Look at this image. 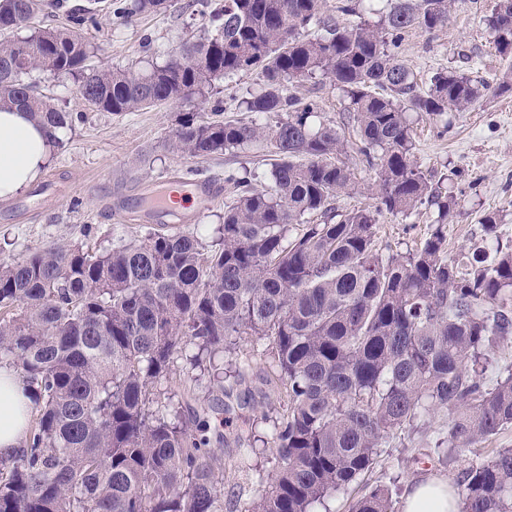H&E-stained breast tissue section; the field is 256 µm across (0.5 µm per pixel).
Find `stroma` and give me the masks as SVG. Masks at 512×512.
<instances>
[{
  "instance_id": "1",
  "label": "stroma",
  "mask_w": 512,
  "mask_h": 512,
  "mask_svg": "<svg viewBox=\"0 0 512 512\" xmlns=\"http://www.w3.org/2000/svg\"><path fill=\"white\" fill-rule=\"evenodd\" d=\"M192 0H174L167 10L140 17L133 23H117L110 5L95 23L82 27L80 35L95 66L143 71L163 63L181 43L204 34L202 17ZM496 0H457L447 25L432 31L412 29L396 55L398 63L421 77L452 69L481 81L483 97L468 111L450 112L446 122L426 117L415 121V160L425 176L438 180L451 170L462 171L456 189L457 205L448 218V255L457 258L480 249H512V54L500 53L488 28ZM28 82L51 97L59 110L70 113L56 145L42 167L41 179L54 180V194L31 195L22 189L13 197L0 199V256L20 258L31 248L47 243L80 246L91 251L127 244L150 233L177 228L199 238L205 249H213L223 222L224 203L215 201L201 215L182 208L176 215H151L138 208L139 186L178 177L184 180L223 179L225 172L243 168L255 171L259 184H266L271 169L266 148L252 147L220 156L177 155L167 142L184 112L209 116L212 99H193L185 106L161 105L138 112L115 115L82 103L70 75L35 70ZM353 189L337 203L353 209L376 204L373 177L360 164L355 152H348ZM127 209L125 221L110 215L116 207ZM498 210L502 221L494 233H485L481 218ZM437 210L422 206L410 216H384L380 220L383 243L398 250L415 246L429 231ZM251 356L244 381L234 387L236 395L254 393L249 407L237 410L231 421L223 456L224 512H242L258 490L256 471L271 469L274 453L260 444L266 433L263 413L278 406V395L257 396L267 373L268 359L253 354L249 342H241L238 353L224 357V373L232 375L238 356ZM162 396L181 405L184 425H193L192 413L220 406L224 393L207 370L192 369L180 359L169 379L158 387ZM448 432V414L443 410L426 413L409 437L390 439L382 448L372 471L362 476L350 492L328 499V512H347L352 497L362 495L371 485L391 486L405 496L417 480L435 474L457 484L465 465L449 456L436 441ZM257 445V454L241 458L239 444Z\"/></svg>"
}]
</instances>
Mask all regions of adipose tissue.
I'll return each instance as SVG.
<instances>
[{
  "instance_id": "obj_1",
  "label": "adipose tissue",
  "mask_w": 512,
  "mask_h": 512,
  "mask_svg": "<svg viewBox=\"0 0 512 512\" xmlns=\"http://www.w3.org/2000/svg\"><path fill=\"white\" fill-rule=\"evenodd\" d=\"M53 148L46 127L17 108L0 111V198L7 199L40 175ZM29 401L21 378L0 367V457L10 458L24 443ZM460 496L440 477H427L408 490L403 512H460Z\"/></svg>"
}]
</instances>
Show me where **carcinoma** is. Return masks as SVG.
Wrapping results in <instances>:
<instances>
[{
  "label": "carcinoma",
  "mask_w": 512,
  "mask_h": 512,
  "mask_svg": "<svg viewBox=\"0 0 512 512\" xmlns=\"http://www.w3.org/2000/svg\"><path fill=\"white\" fill-rule=\"evenodd\" d=\"M169 0H130L121 18L157 13ZM214 24L144 73L87 64L73 32L36 28L0 42V109L19 107L49 129L70 115L23 76L79 77L106 112L184 104L217 81L260 70L247 111L275 124L221 116L180 118L171 152L221 155L263 143L279 162L260 187L227 172L233 201L218 247L204 252L180 231L157 232L100 254L44 244L0 259V364L19 372L33 414L23 447L0 463V512H224L225 466L211 427L168 420L157 384L188 346L224 374V350L248 336L265 345V384L284 393L267 431L274 465L244 512H315L376 463L394 433L425 412L448 411V453L458 456L512 426V373L490 387V353L512 336V250L489 258L447 254L456 199L415 161L410 113L463 112L484 85L453 70L424 82L396 61L410 29L448 23L455 0H387L374 24L341 15L375 0H200ZM41 0H0V30L29 28ZM512 51V0L488 18ZM317 74L343 93L342 125L321 120L312 95L286 83ZM351 131L374 173L378 204L342 209L352 185L342 161ZM438 220L419 247L380 241L385 214L423 205ZM319 217L307 224L304 217ZM461 512H512V448L467 463ZM349 512H395L377 485Z\"/></svg>",
  "instance_id": "cac0c4a2"
}]
</instances>
